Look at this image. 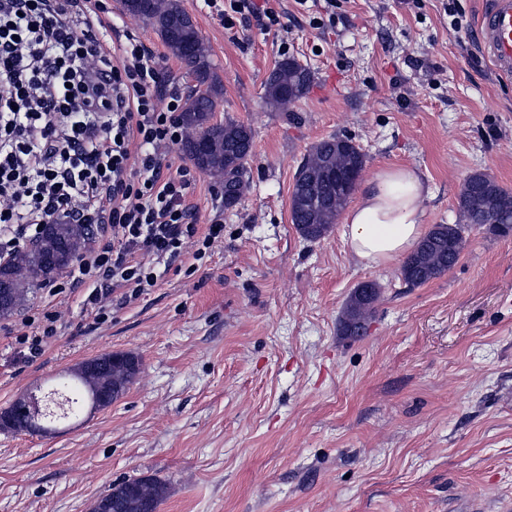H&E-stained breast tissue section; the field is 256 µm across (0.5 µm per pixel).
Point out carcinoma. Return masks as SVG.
<instances>
[{
	"mask_svg": "<svg viewBox=\"0 0 512 512\" xmlns=\"http://www.w3.org/2000/svg\"><path fill=\"white\" fill-rule=\"evenodd\" d=\"M123 6L149 23L195 80L179 115L187 132L182 150L199 170L222 186L224 206L236 205L249 184L247 161L252 153L253 131L233 120L212 122L224 88L192 17L180 0H123ZM312 82L309 68L294 58H285L265 83V103L275 109L292 104L307 95ZM364 164V155L349 138L332 135L310 149L294 175L290 194L291 223L304 240L316 242L330 232L338 213L329 200L340 193L352 196L355 185L344 174L358 172ZM458 211V223L434 225L408 254L401 267L406 284L418 287L448 272L460 258L467 231L485 227L499 236L512 233V192L486 174L475 173L466 179L458 195ZM88 241L87 227L82 224H48L35 245L19 251L7 264H0V286L6 281L11 286L9 301L0 297V318L22 306L35 285L71 267ZM378 297L379 285L375 282L355 289L340 321L344 335H361ZM91 362L94 370L89 372L82 364L68 374L72 383L65 385L64 393L70 400L69 417L86 405H96L98 392L112 389L110 355L95 357ZM145 485L153 489L145 508L158 512L166 486L152 477L124 480L98 501L108 504L109 512H126L131 494Z\"/></svg>",
	"mask_w": 512,
	"mask_h": 512,
	"instance_id": "obj_1",
	"label": "carcinoma"
}]
</instances>
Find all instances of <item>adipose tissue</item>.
I'll return each mask as SVG.
<instances>
[{"instance_id": "adipose-tissue-1", "label": "adipose tissue", "mask_w": 512, "mask_h": 512, "mask_svg": "<svg viewBox=\"0 0 512 512\" xmlns=\"http://www.w3.org/2000/svg\"><path fill=\"white\" fill-rule=\"evenodd\" d=\"M430 193L416 170H378L343 218L352 254L371 268L400 259L426 232L423 201Z\"/></svg>"}]
</instances>
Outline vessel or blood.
<instances>
[{"mask_svg":"<svg viewBox=\"0 0 512 512\" xmlns=\"http://www.w3.org/2000/svg\"><path fill=\"white\" fill-rule=\"evenodd\" d=\"M477 36L483 56L497 73L512 75V0H488Z\"/></svg>","mask_w":512,"mask_h":512,"instance_id":"obj_1","label":"vessel or blood"}]
</instances>
